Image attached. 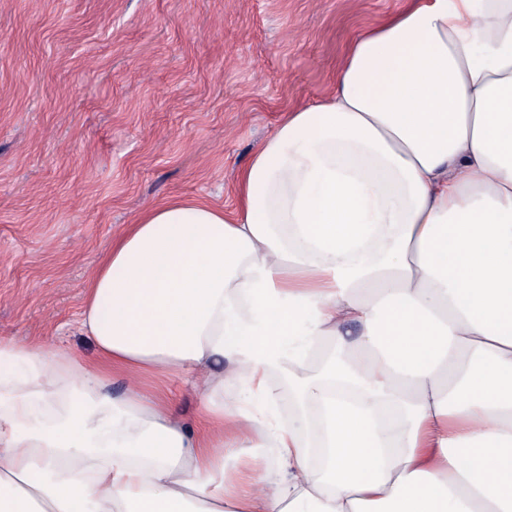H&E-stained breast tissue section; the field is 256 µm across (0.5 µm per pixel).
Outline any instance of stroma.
<instances>
[{"mask_svg": "<svg viewBox=\"0 0 512 512\" xmlns=\"http://www.w3.org/2000/svg\"><path fill=\"white\" fill-rule=\"evenodd\" d=\"M403 0H0V337L90 357L84 285L173 197L232 209L284 112Z\"/></svg>", "mask_w": 512, "mask_h": 512, "instance_id": "stroma-1", "label": "stroma"}]
</instances>
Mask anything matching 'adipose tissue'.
I'll return each mask as SVG.
<instances>
[{"mask_svg":"<svg viewBox=\"0 0 512 512\" xmlns=\"http://www.w3.org/2000/svg\"><path fill=\"white\" fill-rule=\"evenodd\" d=\"M233 191L113 239L93 358L0 339V512H512V0H405ZM116 369L191 380L199 428ZM226 464L234 467L243 478L242 488H250V478L254 474L273 472L278 469L276 457L271 448H261L259 454L252 453L250 448H239L238 453Z\"/></svg>","mask_w":512,"mask_h":512,"instance_id":"adipose-tissue-1","label":"adipose tissue"}]
</instances>
